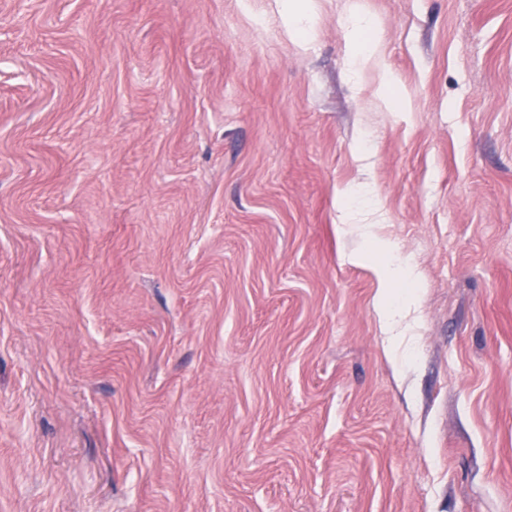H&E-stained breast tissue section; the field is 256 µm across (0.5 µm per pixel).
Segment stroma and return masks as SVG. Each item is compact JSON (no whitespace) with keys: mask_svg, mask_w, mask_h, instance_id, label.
<instances>
[{"mask_svg":"<svg viewBox=\"0 0 512 512\" xmlns=\"http://www.w3.org/2000/svg\"><path fill=\"white\" fill-rule=\"evenodd\" d=\"M283 5L0 0V512H512V0ZM288 4V24L295 35L302 39L307 34L316 14L315 0H290Z\"/></svg>","mask_w":512,"mask_h":512,"instance_id":"stroma-1","label":"stroma"}]
</instances>
